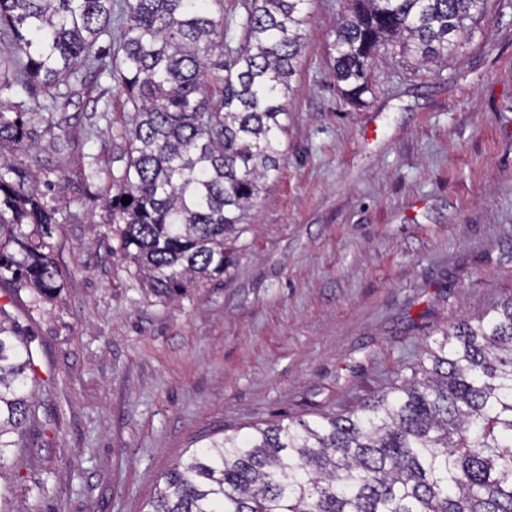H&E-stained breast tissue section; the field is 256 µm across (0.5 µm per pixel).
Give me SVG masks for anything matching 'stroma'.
<instances>
[{"mask_svg":"<svg viewBox=\"0 0 512 512\" xmlns=\"http://www.w3.org/2000/svg\"><path fill=\"white\" fill-rule=\"evenodd\" d=\"M348 0H312L285 161L224 277L168 299L104 223L115 144L105 99L75 98L66 138L0 153L49 172L57 298L0 296L30 329L38 433L0 479L5 512H142L208 436L347 413L388 391L429 333L512 292V0L438 65L380 50L372 90L330 72ZM94 157L82 181L72 158Z\"/></svg>","mask_w":512,"mask_h":512,"instance_id":"35a3bbf8","label":"stroma"}]
</instances>
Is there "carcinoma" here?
Wrapping results in <instances>:
<instances>
[{
  "instance_id": "obj_1",
  "label": "carcinoma",
  "mask_w": 512,
  "mask_h": 512,
  "mask_svg": "<svg viewBox=\"0 0 512 512\" xmlns=\"http://www.w3.org/2000/svg\"><path fill=\"white\" fill-rule=\"evenodd\" d=\"M309 4L252 0L243 41L226 48L207 0H0V143L60 139L88 78L108 77L124 99L105 223L158 294L180 295L229 270L228 242L281 170ZM483 4L350 0L330 43L342 94L362 101L393 39L425 63L445 58ZM17 87L33 104L1 98ZM43 110L59 120L38 126ZM40 184L0 160V284L53 298L58 219ZM431 335L410 375L347 415L187 451L144 512H512V294ZM31 343L0 305V469L37 424Z\"/></svg>"
}]
</instances>
